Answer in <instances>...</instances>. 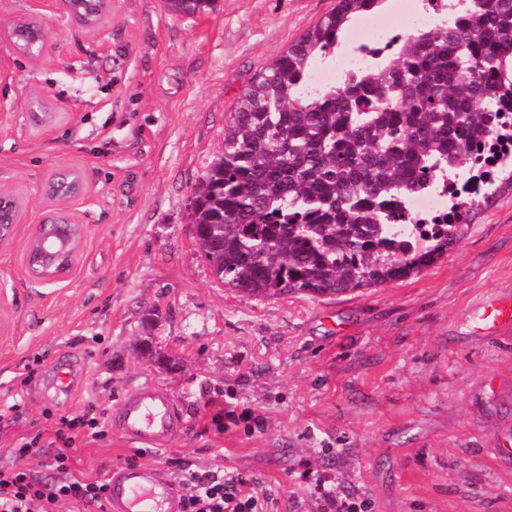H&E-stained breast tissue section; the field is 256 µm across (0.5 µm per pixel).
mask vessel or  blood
<instances>
[{
  "label": "vessel or blood",
  "instance_id": "obj_1",
  "mask_svg": "<svg viewBox=\"0 0 512 512\" xmlns=\"http://www.w3.org/2000/svg\"><path fill=\"white\" fill-rule=\"evenodd\" d=\"M112 421L118 434L145 450L169 445L183 430L177 398L151 383L131 388ZM106 484V512H184L183 488L161 466L117 464L109 468Z\"/></svg>",
  "mask_w": 512,
  "mask_h": 512
}]
</instances>
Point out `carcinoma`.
Masks as SVG:
<instances>
[{
    "label": "carcinoma",
    "instance_id": "obj_1",
    "mask_svg": "<svg viewBox=\"0 0 512 512\" xmlns=\"http://www.w3.org/2000/svg\"><path fill=\"white\" fill-rule=\"evenodd\" d=\"M384 0H336L251 82L224 146L189 203L215 280L238 293L337 295L405 279L462 236L492 187L457 222L416 224L403 198L463 169L512 97V0H468L465 17L404 40L392 57L340 87L312 92L352 20ZM212 0H165L195 15ZM20 51L38 28L13 26Z\"/></svg>",
    "mask_w": 512,
    "mask_h": 512
}]
</instances>
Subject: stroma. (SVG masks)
Instances as JSON below:
<instances>
[{"label":"stroma","mask_w":512,"mask_h":512,"mask_svg":"<svg viewBox=\"0 0 512 512\" xmlns=\"http://www.w3.org/2000/svg\"><path fill=\"white\" fill-rule=\"evenodd\" d=\"M336 0H215L195 16L112 0L102 33L50 26L35 57L0 69V184L26 198L0 250V466L51 418L111 420L134 385L181 403L186 429L136 452L114 430L79 436L83 476L125 458L190 460L256 478L279 512H316L315 484L371 512H512V330L480 308L512 300V188L429 268L351 293L250 298L214 281L188 200L252 78ZM55 113L51 127L36 115ZM81 171L87 227L64 279L26 275L25 244ZM263 426L218 431L226 404Z\"/></svg>","instance_id":"35a3bbf8"}]
</instances>
